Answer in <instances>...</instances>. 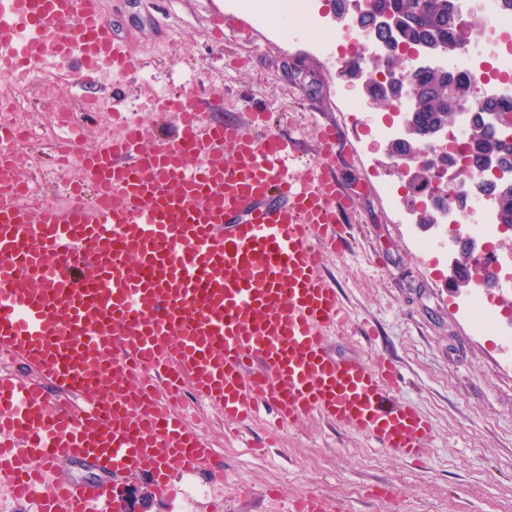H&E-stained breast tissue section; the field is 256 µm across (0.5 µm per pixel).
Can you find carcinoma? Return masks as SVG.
<instances>
[{"instance_id": "obj_1", "label": "carcinoma", "mask_w": 512, "mask_h": 512, "mask_svg": "<svg viewBox=\"0 0 512 512\" xmlns=\"http://www.w3.org/2000/svg\"><path fill=\"white\" fill-rule=\"evenodd\" d=\"M387 14L398 21V31L369 30V34L387 39L392 50L383 56L350 59L340 75L347 80H366V91L378 107H389L401 97L411 98L414 107V123L424 134L438 125H449L455 114L462 111L460 103L469 102L483 112L512 114V98L507 100L486 96L477 102L471 85L457 78H448V72L430 67L410 68L403 63L400 49L413 48L419 52L424 47L450 49L468 39L469 30L481 25L478 20L467 22L460 18L452 0H368L364 18ZM388 74L383 82L370 79L371 71ZM425 141L414 140L408 144H395L393 151L399 161L408 165L413 177L405 182L409 200L425 195L430 187L434 171L440 164H450L448 156L420 158ZM470 152L465 170L472 178L486 169L485 160L498 156L512 164V137L502 133L488 135L481 125L475 124L469 132ZM497 212L500 223L512 228V189L497 190Z\"/></svg>"}]
</instances>
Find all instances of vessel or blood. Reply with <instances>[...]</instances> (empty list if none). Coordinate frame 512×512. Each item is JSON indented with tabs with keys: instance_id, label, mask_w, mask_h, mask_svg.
Masks as SVG:
<instances>
[{
	"instance_id": "vessel-or-blood-1",
	"label": "vessel or blood",
	"mask_w": 512,
	"mask_h": 512,
	"mask_svg": "<svg viewBox=\"0 0 512 512\" xmlns=\"http://www.w3.org/2000/svg\"><path fill=\"white\" fill-rule=\"evenodd\" d=\"M74 59L92 80L130 62L101 0H0V71ZM179 134L133 122L80 158L57 206L18 176L17 129L0 122V480L38 512H112L131 478L211 469L214 450L182 414L186 393L237 426L275 410L276 428L311 416L390 453L423 457L431 421L397 399L395 364L339 359L324 333L349 315L322 272L352 212L323 163L300 170L293 139L205 119L191 97L161 105ZM86 462L91 485L56 476ZM289 512H335L316 495Z\"/></svg>"
}]
</instances>
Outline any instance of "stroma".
Listing matches in <instances>:
<instances>
[{
	"mask_svg": "<svg viewBox=\"0 0 512 512\" xmlns=\"http://www.w3.org/2000/svg\"><path fill=\"white\" fill-rule=\"evenodd\" d=\"M134 62L119 77L102 65L94 81L74 85L76 64L65 62L24 76L0 74V96L17 103L16 117L35 131L17 152L19 174L40 185L41 201L60 204L63 184L76 168L54 169L53 144L42 131L70 115L83 147L119 134L114 108L157 125L163 139L178 133L174 115L154 109L158 98L183 94L201 104L217 100L213 119L267 114L266 130L293 137L307 163L325 159L353 195L345 243L327 255L323 272L336 284L349 313L331 331L339 356L392 360L400 400L415 404L433 423L421 460L378 448L366 436L312 416L281 430L273 414L225 435L219 410L203 406L205 436L224 462V478L203 472L171 476L172 492L156 497L146 478L137 488L141 512H284L288 500L310 493L341 512H512V350L482 335L448 283L450 261L425 255L437 227L415 224L387 191L399 185L366 120L380 108L353 117L350 92L336 60L319 47V27H333L326 0H316L318 28L295 20L291 29L258 24L237 0H101ZM342 132L335 152L323 157L321 130ZM265 441V455L253 443ZM206 495L187 493L188 483Z\"/></svg>",
	"mask_w": 512,
	"mask_h": 512,
	"instance_id": "obj_1",
	"label": "stroma"
}]
</instances>
